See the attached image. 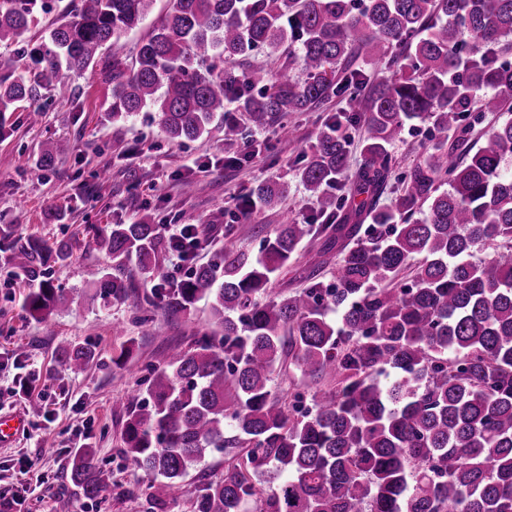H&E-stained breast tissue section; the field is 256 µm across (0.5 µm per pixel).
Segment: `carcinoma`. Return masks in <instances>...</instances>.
Listing matches in <instances>:
<instances>
[{"mask_svg": "<svg viewBox=\"0 0 512 512\" xmlns=\"http://www.w3.org/2000/svg\"><path fill=\"white\" fill-rule=\"evenodd\" d=\"M154 2L77 0L35 50L41 70L0 73V112L26 102L34 121L42 89L64 92L62 71L97 65L111 87L107 118L153 112L173 142L222 130L231 146L242 138L233 112L262 128L331 94L348 109L326 118L295 170L327 221L322 251L341 255L332 287L309 264L304 287L267 297L317 232L288 217L257 256L227 241L211 263L154 289L172 313L208 299L220 334L147 369L128 407L124 453L152 475L150 504L176 502L187 471L216 451L224 477L202 488L193 512H512V119L471 138L484 113L512 104V63L501 60L512 51V0H169L132 60L100 56ZM37 9L0 0V48L19 42ZM281 49L304 79L271 74L264 53ZM356 57L386 62L392 77L370 83L352 70L335 80ZM481 88L490 95L476 103ZM417 119L433 120L434 152L401 173L384 205L390 147ZM349 126L364 129L354 172ZM68 151L55 144L39 165ZM340 185L344 194L329 193ZM287 198L288 183L263 180L241 213ZM96 241L108 259L94 288L103 306L124 298L137 272L167 280L170 242L150 217L112 224ZM9 252L31 317L69 307L72 292L47 277L70 259L68 243L28 238ZM57 354L78 370L96 351L64 341ZM284 362L330 386L310 411L297 408L301 393L285 402L273 391ZM94 459L84 448L71 463L89 497L103 485Z\"/></svg>", "mask_w": 512, "mask_h": 512, "instance_id": "carcinoma-1", "label": "carcinoma"}]
</instances>
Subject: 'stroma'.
I'll list each match as a JSON object with an SVG mask.
<instances>
[{
    "label": "stroma",
    "instance_id": "stroma-1",
    "mask_svg": "<svg viewBox=\"0 0 512 512\" xmlns=\"http://www.w3.org/2000/svg\"><path fill=\"white\" fill-rule=\"evenodd\" d=\"M66 80L69 92L44 99L37 124L29 123L22 107L0 116V243L28 237L69 241L70 260L53 267L50 278L74 291L70 309L33 319L22 308L24 284L0 258V415L20 413L27 422L17 437L0 443V500L13 502V512H147L150 477L122 453L125 411L138 392L141 368L164 364L173 350L212 333L214 326L206 302L190 314L168 312L152 293L153 281L142 276L124 299L101 308L89 288L107 258L94 232L148 213L161 225H197L194 265L207 264L223 247L228 224L241 248L258 251L281 214L260 208L242 216L240 197L260 180L279 179L289 186L288 209L299 219H313L319 205L308 198L294 169L327 116L347 103L332 96L309 111L291 113L289 141L275 121L262 129L242 123L243 139L235 146L225 145L217 131L180 144L168 141L146 112L117 123L106 120L111 90L99 70L70 72ZM432 129L428 120L406 125L391 147L397 171L431 152ZM60 140L70 143V151L51 169H39L42 150ZM228 156L238 157L236 167L216 169ZM188 180L189 193L183 188ZM322 241L318 234L301 245L270 286V296L299 288L300 269L316 260L322 281L332 284L337 257L321 254ZM129 339L134 358L122 367L113 364ZM63 341L93 343L98 356L84 369H72L56 355ZM87 447L110 475L94 498L70 479L74 453ZM224 465L223 454L215 452L190 469L183 497L162 512H193L204 483L221 478Z\"/></svg>",
    "mask_w": 512,
    "mask_h": 512
}]
</instances>
